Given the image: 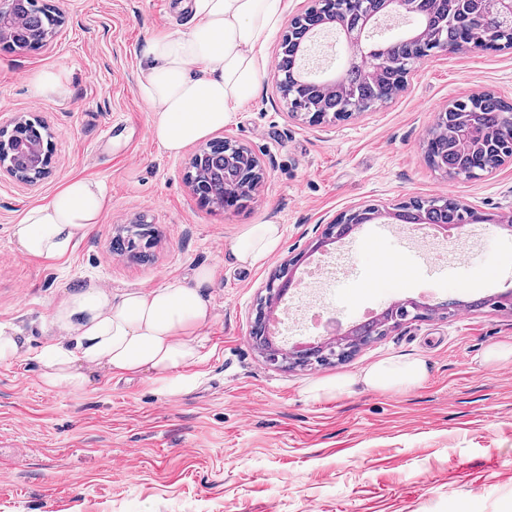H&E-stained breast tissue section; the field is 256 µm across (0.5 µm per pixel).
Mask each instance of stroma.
Segmentation results:
<instances>
[{
    "mask_svg": "<svg viewBox=\"0 0 512 512\" xmlns=\"http://www.w3.org/2000/svg\"><path fill=\"white\" fill-rule=\"evenodd\" d=\"M179 0H55L65 23L44 48L0 47V126L26 117L52 135L50 172L34 183L0 177V322L27 337L20 361L0 367V512H512V358L485 362L512 345V310L474 300L512 294V166L454 179L426 157L436 113L492 93L512 103V49L435 53L417 61L389 101L320 124L291 113L265 73L220 139L248 149L262 179L259 202L239 211L202 205L185 179L192 149L167 154L154 140V115L137 97L141 50L155 34L187 30ZM342 36L317 35L312 69L328 78L344 68ZM67 92L41 96L44 71ZM103 185L109 207L64 262L23 255L12 236L27 210L68 180ZM456 199L482 220L425 236V275L380 271L390 237L359 225V247L345 271L350 290L342 329L368 308L387 310L435 296L347 361L271 364L251 331L266 285L282 265L299 285L288 305L308 301V277L325 253L324 225L352 208L394 209L415 200ZM148 224L157 242L145 262L116 256L122 224ZM249 224H279L283 243L252 267L226 253ZM215 272L214 318L184 368L188 391L155 392L139 376L96 381L82 392L48 389L36 355L58 336L51 314L65 294L97 286L119 295L196 269ZM373 273L365 285L357 267ZM463 301L465 314L444 310ZM419 357L424 382L405 392L356 389L316 399L312 382L354 375L387 358Z\"/></svg>",
    "mask_w": 512,
    "mask_h": 512,
    "instance_id": "obj_1",
    "label": "stroma"
}]
</instances>
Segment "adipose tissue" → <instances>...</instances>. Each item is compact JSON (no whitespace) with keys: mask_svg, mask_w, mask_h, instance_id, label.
<instances>
[{"mask_svg":"<svg viewBox=\"0 0 512 512\" xmlns=\"http://www.w3.org/2000/svg\"><path fill=\"white\" fill-rule=\"evenodd\" d=\"M192 25L161 33L143 49L144 66L135 92L155 112L154 139L171 154L223 129L258 86L266 70L263 48L283 12V0H188ZM108 197L100 183L69 181L50 199L30 209L14 227L20 251L59 262L79 237L101 223ZM277 224H250L226 258L252 265L277 251ZM211 269L199 270L193 284L171 282L148 292L113 299L98 287L70 292L52 312L61 331L37 354L39 380L49 389L84 390L90 372L143 374L159 392L176 393L183 384L177 369L201 362L199 342L213 319L207 292ZM427 376L425 361L389 358L361 373L311 384L316 398L352 392L356 385L393 391L418 386Z\"/></svg>","mask_w":512,"mask_h":512,"instance_id":"adipose-tissue-1","label":"adipose tissue"}]
</instances>
